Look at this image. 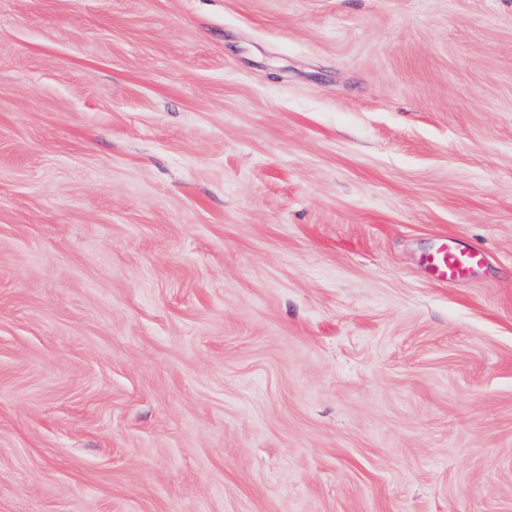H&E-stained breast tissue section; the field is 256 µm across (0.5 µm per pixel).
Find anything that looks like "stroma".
<instances>
[{
    "mask_svg": "<svg viewBox=\"0 0 512 512\" xmlns=\"http://www.w3.org/2000/svg\"><path fill=\"white\" fill-rule=\"evenodd\" d=\"M0 512H512V0H0ZM483 252L476 248H442L429 260L430 267L448 283L464 278L474 267L483 264Z\"/></svg>",
    "mask_w": 512,
    "mask_h": 512,
    "instance_id": "stroma-1",
    "label": "stroma"
}]
</instances>
